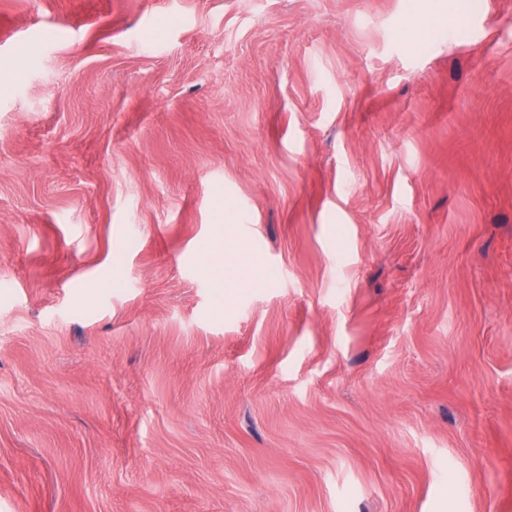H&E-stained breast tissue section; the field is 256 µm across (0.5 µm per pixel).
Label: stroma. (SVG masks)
<instances>
[{"instance_id":"obj_1","label":"stroma","mask_w":512,"mask_h":512,"mask_svg":"<svg viewBox=\"0 0 512 512\" xmlns=\"http://www.w3.org/2000/svg\"><path fill=\"white\" fill-rule=\"evenodd\" d=\"M0 71V512H512V0H0Z\"/></svg>"}]
</instances>
